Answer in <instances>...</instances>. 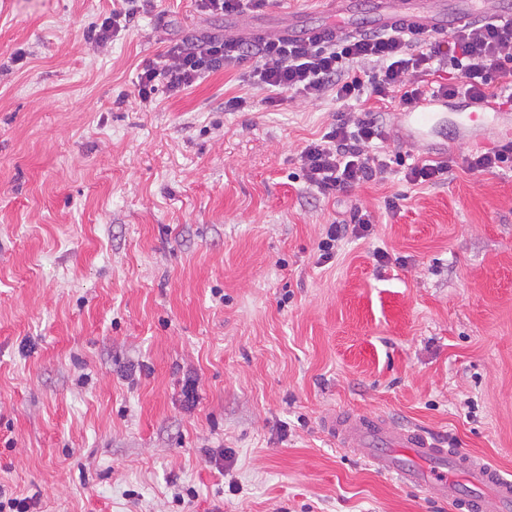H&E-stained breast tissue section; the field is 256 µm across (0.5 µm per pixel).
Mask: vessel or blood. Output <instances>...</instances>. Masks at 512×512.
<instances>
[{
    "label": "vessel or blood",
    "mask_w": 512,
    "mask_h": 512,
    "mask_svg": "<svg viewBox=\"0 0 512 512\" xmlns=\"http://www.w3.org/2000/svg\"><path fill=\"white\" fill-rule=\"evenodd\" d=\"M327 31L347 36L357 32L350 22L351 0H330ZM454 25L440 7L421 12L404 0H378L374 26L386 31L401 26L419 33L444 34ZM403 118L412 131L430 129L435 121L432 100H425ZM324 427L341 447L367 460L378 472L409 488L426 491L451 505L453 512H512V478L485 458L454 452L440 438L415 425L384 415L339 412Z\"/></svg>",
    "instance_id": "b4317fda"
}]
</instances>
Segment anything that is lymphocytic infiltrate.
Returning <instances> with one entry per match:
<instances>
[{
  "instance_id": "f902f5d3",
  "label": "lymphocytic infiltrate",
  "mask_w": 512,
  "mask_h": 512,
  "mask_svg": "<svg viewBox=\"0 0 512 512\" xmlns=\"http://www.w3.org/2000/svg\"><path fill=\"white\" fill-rule=\"evenodd\" d=\"M124 3V8L113 10L90 28L96 48H106L113 37L129 30L154 6V0ZM248 58L256 61L251 71L253 83L267 91L266 101L271 105L280 102L285 93L310 100L330 94L347 106L367 95L385 100L395 93L404 110L412 109L427 95L512 104L511 18L458 27L444 49L402 28L352 37L189 38L168 47L140 70L135 81L139 103L150 107L158 88L174 96L205 75ZM447 64L457 70V79L426 88L425 76L434 67ZM384 135L375 115L350 109L336 126L302 149L307 184L330 194L383 178L388 164L379 159L377 150Z\"/></svg>"
}]
</instances>
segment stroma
Wrapping results in <instances>:
<instances>
[{
  "label": "stroma",
  "instance_id": "obj_1",
  "mask_svg": "<svg viewBox=\"0 0 512 512\" xmlns=\"http://www.w3.org/2000/svg\"><path fill=\"white\" fill-rule=\"evenodd\" d=\"M112 8L0 0V486L38 512H448L338 447L339 411L512 473V169L459 168L499 143L455 134L467 100L418 142L369 98L391 170L324 195L300 150L339 119L332 97L268 106L243 62L134 100L170 43L314 28L322 0H157L95 49ZM420 157L452 164L448 183L407 182ZM357 205L369 235L320 260ZM197 7L202 12L224 15V12L239 11L254 2L252 0H196Z\"/></svg>",
  "mask_w": 512,
  "mask_h": 512
}]
</instances>
